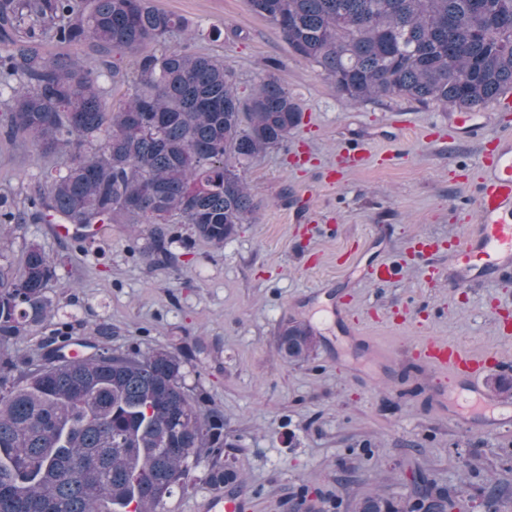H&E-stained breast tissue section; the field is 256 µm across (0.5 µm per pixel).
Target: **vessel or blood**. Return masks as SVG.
Segmentation results:
<instances>
[{
    "label": "vessel or blood",
    "mask_w": 512,
    "mask_h": 512,
    "mask_svg": "<svg viewBox=\"0 0 512 512\" xmlns=\"http://www.w3.org/2000/svg\"><path fill=\"white\" fill-rule=\"evenodd\" d=\"M480 177L475 190L477 222L453 251L455 284L462 285L512 267V138H497L493 150L478 160ZM416 361L446 376L448 405L461 410L469 395H482V380L500 361L458 344L432 337L414 347ZM245 499L235 493L218 494L202 505L203 512H243Z\"/></svg>",
    "instance_id": "1"
}]
</instances>
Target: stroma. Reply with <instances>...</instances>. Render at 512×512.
Returning <instances> with one entry per match:
<instances>
[{"mask_svg":"<svg viewBox=\"0 0 512 512\" xmlns=\"http://www.w3.org/2000/svg\"><path fill=\"white\" fill-rule=\"evenodd\" d=\"M149 3L187 21L174 44L223 53L241 97L275 75L302 121L287 141L243 163L256 209L224 245L171 224L169 263L150 265L147 232L129 224L108 225L81 246L49 224L1 229L12 265L34 242L57 273L52 317L13 340L9 354L36 365L53 330L94 343L100 325L111 328L114 352L180 353L186 392L224 418L222 457L246 512H351L354 500L375 493L408 499L419 480L461 512H488L490 488H512V422L451 419L438 402L439 374L413 360L411 348L435 336L493 352L502 363L492 378L512 381V335L498 330L512 321V270L465 288L449 287L446 277L454 240L474 222L478 158L505 114L494 102L481 108L484 137L472 140L454 109L400 96L353 104L248 0ZM354 146L368 160L342 170L339 157ZM51 163L33 144L0 135V193L24 198L31 176ZM420 236L439 250L418 256L412 242ZM359 256L397 265L399 280L352 276ZM426 265L438 268L437 281L425 280ZM338 300L374 352L352 353L325 323L310 360L284 358L283 329L316 320Z\"/></svg>","mask_w":512,"mask_h":512,"instance_id":"1","label":"stroma"}]
</instances>
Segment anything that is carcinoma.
Returning <instances> with one entry per match:
<instances>
[{
	"mask_svg": "<svg viewBox=\"0 0 512 512\" xmlns=\"http://www.w3.org/2000/svg\"><path fill=\"white\" fill-rule=\"evenodd\" d=\"M250 2L352 103L400 96L470 111L512 91V0ZM187 30L148 0H0V43L11 46L0 53L4 135L61 156L24 201L0 194V227L151 224V264L167 258L165 224H191L220 246L249 223L239 166L282 144L301 112L273 76L241 98L224 57L170 44ZM45 41L86 44L94 67L49 57ZM117 87L126 93L114 103ZM55 276L34 243L20 268L0 267L1 348L43 325ZM97 334L104 343L75 360L68 332L34 368L0 353V512H163L202 463L212 481L234 480L216 454L224 418L185 392L182 358L115 354L112 332ZM315 347L301 323L279 338L290 361ZM353 512H448V500L425 486L403 503L367 496Z\"/></svg>",
	"mask_w": 512,
	"mask_h": 512,
	"instance_id": "carcinoma-1",
	"label": "carcinoma"
}]
</instances>
